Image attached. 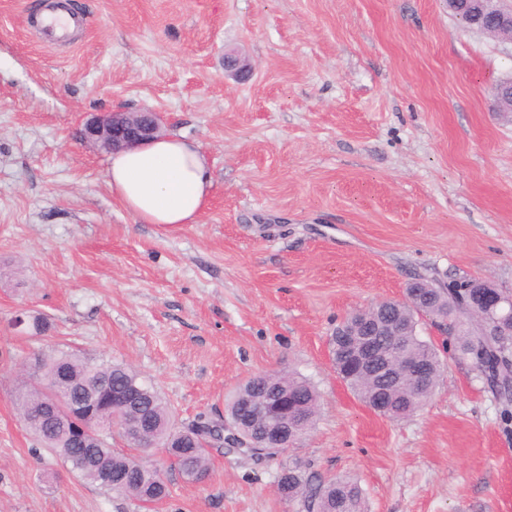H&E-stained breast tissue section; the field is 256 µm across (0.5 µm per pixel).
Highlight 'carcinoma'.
<instances>
[{
	"instance_id": "1",
	"label": "carcinoma",
	"mask_w": 512,
	"mask_h": 512,
	"mask_svg": "<svg viewBox=\"0 0 512 512\" xmlns=\"http://www.w3.org/2000/svg\"><path fill=\"white\" fill-rule=\"evenodd\" d=\"M500 293L496 288H485L482 280L462 276L446 288H421V310L406 301L390 300L387 312L394 315L402 326L399 336H378V347L390 352L393 362L407 363L423 369L426 380L416 383L412 379L395 384L389 374L370 367L342 353L346 337L333 335L329 349L335 369L363 404L393 421L406 419L421 409L431 398L441 375L442 360L434 344L421 338L417 331L419 315L429 316L448 328L454 350L462 358H470L484 366L481 374L488 386L499 396H512V298L502 296V303L493 305L491 295ZM33 368L42 384L21 381L16 397L20 421L41 443L61 455L65 433L61 426L38 419L47 397L43 383L62 375L69 396L77 398L100 386L109 392L135 388L140 395V407L127 410V416L136 419L144 414L150 419L145 441L164 450L174 466L189 482H198L210 474V461L205 445L217 438L219 426L205 421L183 429L176 428L170 411L154 387L140 380L129 365L110 360H92L74 351L43 350L34 358ZM288 394L289 401L303 405L306 428H311L318 413L319 395L315 386L296 372L276 371L254 376L241 384L228 403L227 421L232 423L239 440L249 442L264 430L265 421L251 414L250 406L269 398L276 401L278 394ZM94 452L89 464H84L81 449L71 448L65 461L68 469L79 477L97 483L104 471L112 472L119 484L110 492L131 497L146 508L169 497L170 490L161 469L146 462H136L131 454L112 449L108 439L91 442ZM278 491H288V497L301 498L305 503H317L321 512H366L363 489L349 478H334L328 483L311 487L309 477L297 463L284 464L277 484Z\"/></svg>"
}]
</instances>
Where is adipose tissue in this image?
I'll use <instances>...</instances> for the list:
<instances>
[{
  "label": "adipose tissue",
  "mask_w": 512,
  "mask_h": 512,
  "mask_svg": "<svg viewBox=\"0 0 512 512\" xmlns=\"http://www.w3.org/2000/svg\"><path fill=\"white\" fill-rule=\"evenodd\" d=\"M106 177L113 196L143 224L196 223L212 187L200 147L176 134L114 152Z\"/></svg>",
  "instance_id": "ef3b65f1"
}]
</instances>
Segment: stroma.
I'll return each instance as SVG.
<instances>
[{
  "instance_id": "1",
  "label": "stroma",
  "mask_w": 512,
  "mask_h": 512,
  "mask_svg": "<svg viewBox=\"0 0 512 512\" xmlns=\"http://www.w3.org/2000/svg\"><path fill=\"white\" fill-rule=\"evenodd\" d=\"M47 0H0V512H144L70 474L20 421L26 358L71 344L130 364L183 428L226 419L248 378L293 370L320 392L313 429L255 461L227 442L211 473L152 512H305L281 466L348 476L367 512H512V414L443 353L427 405L381 417L337 376L346 314L422 278L512 294V42L443 0H67L85 19L44 42ZM251 66L238 79L227 53ZM152 109L212 177L196 223L141 224L113 197L86 116ZM53 327L26 340L18 313Z\"/></svg>"
}]
</instances>
